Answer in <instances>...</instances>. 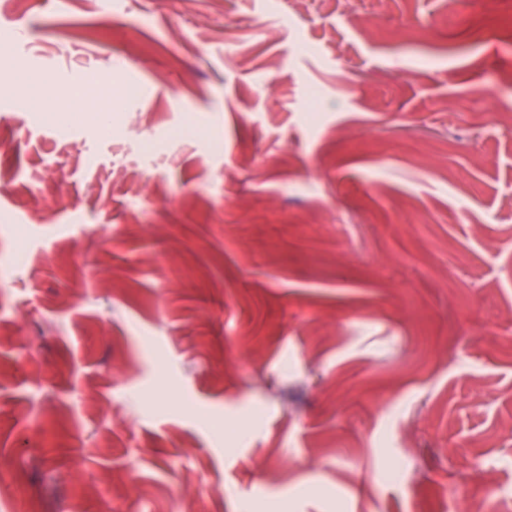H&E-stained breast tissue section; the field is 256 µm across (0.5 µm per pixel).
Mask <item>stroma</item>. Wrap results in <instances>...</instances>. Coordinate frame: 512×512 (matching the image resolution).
<instances>
[{
  "mask_svg": "<svg viewBox=\"0 0 512 512\" xmlns=\"http://www.w3.org/2000/svg\"><path fill=\"white\" fill-rule=\"evenodd\" d=\"M343 2L0 0V512L512 493V0Z\"/></svg>",
  "mask_w": 512,
  "mask_h": 512,
  "instance_id": "obj_1",
  "label": "stroma"
}]
</instances>
